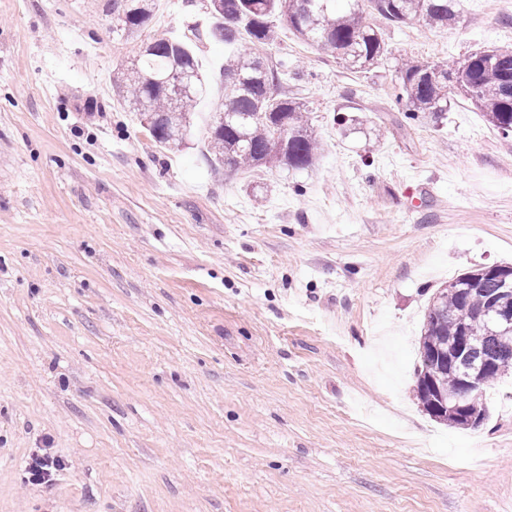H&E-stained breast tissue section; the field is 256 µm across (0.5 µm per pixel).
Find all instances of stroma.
<instances>
[{
	"label": "stroma",
	"mask_w": 512,
	"mask_h": 512,
	"mask_svg": "<svg viewBox=\"0 0 512 512\" xmlns=\"http://www.w3.org/2000/svg\"><path fill=\"white\" fill-rule=\"evenodd\" d=\"M204 8L130 36L112 0H0V512H512V374L475 430L414 391L433 294L512 262V137L455 91L439 119L392 99L403 58L512 50V9L386 29L365 69L276 18L263 52L324 150L235 171L202 133L223 43H197L177 148L115 88ZM43 449L63 467L34 485Z\"/></svg>",
	"instance_id": "obj_1"
}]
</instances>
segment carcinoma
<instances>
[{
	"instance_id": "1",
	"label": "carcinoma",
	"mask_w": 512,
	"mask_h": 512,
	"mask_svg": "<svg viewBox=\"0 0 512 512\" xmlns=\"http://www.w3.org/2000/svg\"><path fill=\"white\" fill-rule=\"evenodd\" d=\"M459 0H215L213 22L206 35L232 48L224 57V103L216 110L210 150L214 162L233 169L241 166L292 170L311 167L319 156L318 136L310 128L308 109L298 98L277 93L288 67L273 64L261 49L275 39L272 18L280 16L294 34L321 52L336 54L352 67L364 69L386 57L383 29L413 20L431 28H446L455 18ZM155 0H112V15L133 34L145 26ZM193 38H159L140 54L123 75L122 92L137 110L153 116L151 136L161 145L183 142L192 108L205 92V82L192 53ZM185 74L187 87L177 101L158 83L172 71ZM469 99L486 120L504 135H512V51L479 49L458 61L427 64L407 59L396 68L393 102L413 119L419 112L439 117L448 111V88ZM512 276V266L480 268L464 273L433 296L424 315L416 394L431 405L433 387L452 395L461 390L459 367L430 362L448 351L463 330L472 338L468 361H493L483 384L464 393L468 417L453 412L431 417L449 426L476 429L488 416L485 388L512 372V338L503 341L486 333L479 316L490 298Z\"/></svg>"
}]
</instances>
